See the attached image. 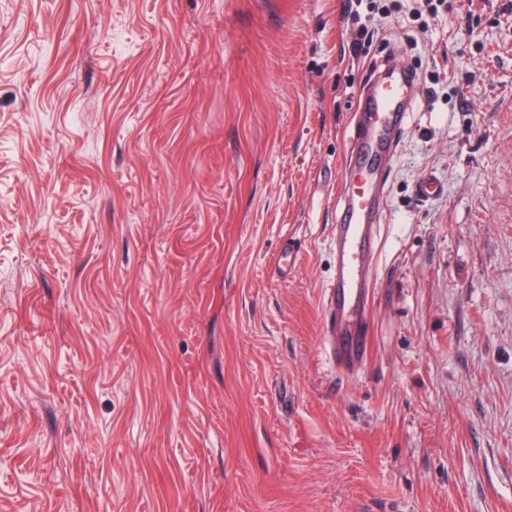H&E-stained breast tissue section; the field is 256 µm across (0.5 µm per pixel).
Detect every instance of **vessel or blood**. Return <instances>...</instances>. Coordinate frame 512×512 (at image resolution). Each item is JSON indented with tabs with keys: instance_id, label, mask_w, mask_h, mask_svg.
<instances>
[{
	"instance_id": "1",
	"label": "vessel or blood",
	"mask_w": 512,
	"mask_h": 512,
	"mask_svg": "<svg viewBox=\"0 0 512 512\" xmlns=\"http://www.w3.org/2000/svg\"><path fill=\"white\" fill-rule=\"evenodd\" d=\"M413 77L394 69L359 100L349 169L357 188L345 193L332 228L334 275L325 290L327 350L337 373L355 376L369 355L367 305L374 284L379 226L386 211L382 164L415 107Z\"/></svg>"
}]
</instances>
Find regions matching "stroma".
<instances>
[{
    "label": "stroma",
    "instance_id": "stroma-1",
    "mask_svg": "<svg viewBox=\"0 0 512 512\" xmlns=\"http://www.w3.org/2000/svg\"><path fill=\"white\" fill-rule=\"evenodd\" d=\"M345 2L0 0V512H512V0L370 13L358 57ZM387 64L418 105L345 378L331 233Z\"/></svg>",
    "mask_w": 512,
    "mask_h": 512
}]
</instances>
